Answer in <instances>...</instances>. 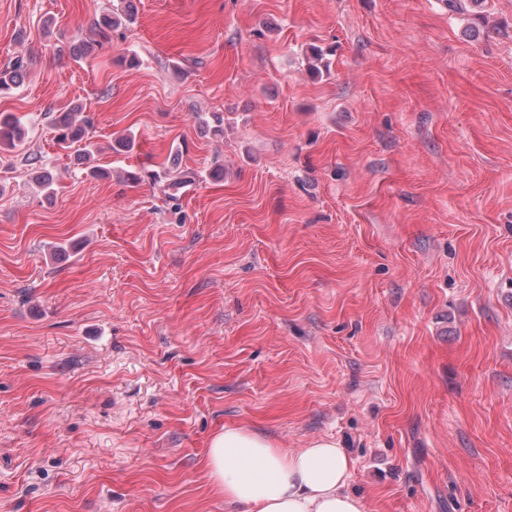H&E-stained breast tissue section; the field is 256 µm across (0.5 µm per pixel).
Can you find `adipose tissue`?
Returning a JSON list of instances; mask_svg holds the SVG:
<instances>
[{
	"mask_svg": "<svg viewBox=\"0 0 512 512\" xmlns=\"http://www.w3.org/2000/svg\"><path fill=\"white\" fill-rule=\"evenodd\" d=\"M204 467L229 512H367L348 489L353 461L331 438L288 450L227 425L211 435Z\"/></svg>",
	"mask_w": 512,
	"mask_h": 512,
	"instance_id": "obj_1",
	"label": "adipose tissue"
}]
</instances>
